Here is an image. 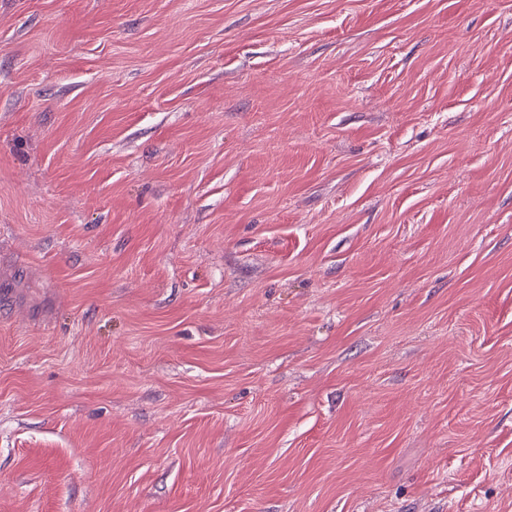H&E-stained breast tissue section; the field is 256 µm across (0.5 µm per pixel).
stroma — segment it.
<instances>
[{"instance_id": "stroma-1", "label": "stroma", "mask_w": 512, "mask_h": 512, "mask_svg": "<svg viewBox=\"0 0 512 512\" xmlns=\"http://www.w3.org/2000/svg\"><path fill=\"white\" fill-rule=\"evenodd\" d=\"M0 512H512V0H0Z\"/></svg>"}]
</instances>
